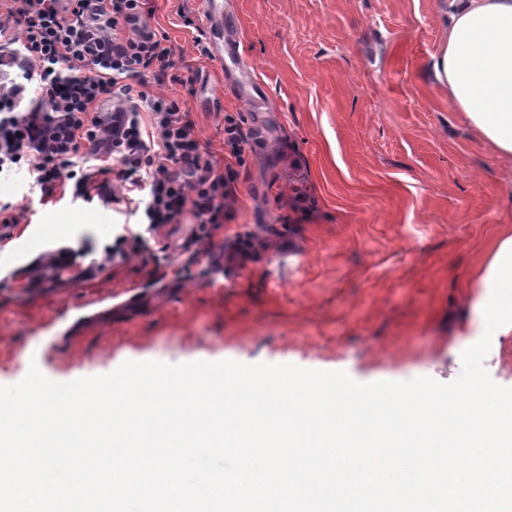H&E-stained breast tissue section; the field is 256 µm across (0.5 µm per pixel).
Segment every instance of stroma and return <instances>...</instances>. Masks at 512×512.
Returning <instances> with one entry per match:
<instances>
[{
    "instance_id": "35a3bbf8",
    "label": "stroma",
    "mask_w": 512,
    "mask_h": 512,
    "mask_svg": "<svg viewBox=\"0 0 512 512\" xmlns=\"http://www.w3.org/2000/svg\"><path fill=\"white\" fill-rule=\"evenodd\" d=\"M148 6L175 67L146 92L178 100L218 166L225 115L252 133L232 217L195 258L190 225L171 224L93 279L33 283L40 253L101 252L141 216L42 198L23 167L0 176V202L27 205L0 237V385L33 363L69 382L127 361L224 359L454 381L479 276L512 231V160L449 110L434 75L448 0H224L239 67L196 46L214 30L201 0Z\"/></svg>"
}]
</instances>
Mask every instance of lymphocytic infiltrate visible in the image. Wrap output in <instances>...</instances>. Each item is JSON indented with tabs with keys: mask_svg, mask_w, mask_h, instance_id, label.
Returning a JSON list of instances; mask_svg holds the SVG:
<instances>
[{
	"mask_svg": "<svg viewBox=\"0 0 512 512\" xmlns=\"http://www.w3.org/2000/svg\"><path fill=\"white\" fill-rule=\"evenodd\" d=\"M146 0H0V66H19L26 80L0 85V174L26 166L43 197L71 189L103 205L139 198L148 219L126 231L100 259L81 265L87 247L62 246L35 258L32 279L87 280L148 247L162 227L190 218L193 240L228 216L234 170L221 171L173 99L134 89V79L164 80L172 50L133 22ZM38 96L17 106L27 83ZM112 109L97 111L104 97Z\"/></svg>",
	"mask_w": 512,
	"mask_h": 512,
	"instance_id": "obj_1",
	"label": "lymphocytic infiltrate"
}]
</instances>
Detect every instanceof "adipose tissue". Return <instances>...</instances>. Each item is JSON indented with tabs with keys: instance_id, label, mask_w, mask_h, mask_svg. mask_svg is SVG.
I'll list each match as a JSON object with an SVG mask.
<instances>
[{
	"instance_id": "adipose-tissue-1",
	"label": "adipose tissue",
	"mask_w": 512,
	"mask_h": 512,
	"mask_svg": "<svg viewBox=\"0 0 512 512\" xmlns=\"http://www.w3.org/2000/svg\"><path fill=\"white\" fill-rule=\"evenodd\" d=\"M448 42L434 63L449 108L512 159V0H451ZM472 312L485 336L512 332V236H503L479 280Z\"/></svg>"
}]
</instances>
